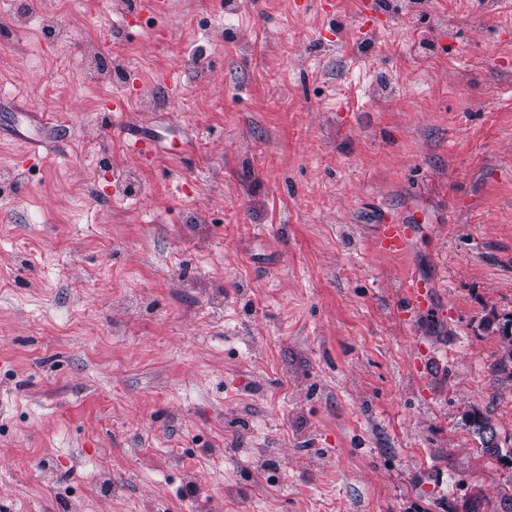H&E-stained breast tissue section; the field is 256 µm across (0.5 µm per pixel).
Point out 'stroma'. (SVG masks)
Wrapping results in <instances>:
<instances>
[{
    "mask_svg": "<svg viewBox=\"0 0 512 512\" xmlns=\"http://www.w3.org/2000/svg\"><path fill=\"white\" fill-rule=\"evenodd\" d=\"M377 3L30 0L17 36L0 15V82L30 78L0 92V512H466L512 490V11ZM21 111L58 145L26 156ZM145 126L166 149L128 151ZM414 212L406 253L378 252ZM409 273L433 294L406 316ZM509 323H512V319L506 320L504 327H498L499 346L495 368L497 373L505 374L506 378L512 380V330ZM465 421L468 429L478 438L483 455L499 460L504 457L501 453L499 444L497 442L492 444V440L494 435H496V432L488 418L484 417L481 413L474 411L468 414Z\"/></svg>",
    "mask_w": 512,
    "mask_h": 512,
    "instance_id": "stroma-1",
    "label": "stroma"
}]
</instances>
